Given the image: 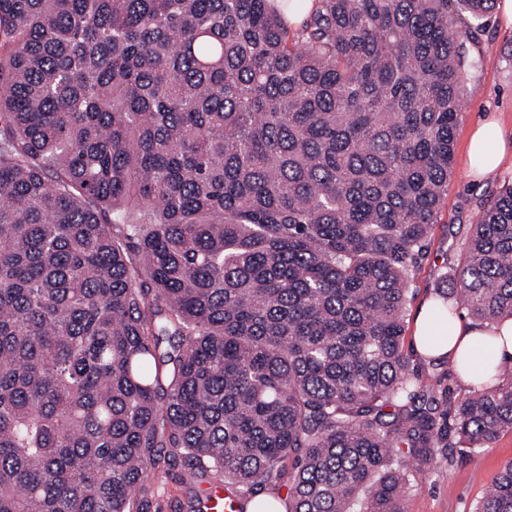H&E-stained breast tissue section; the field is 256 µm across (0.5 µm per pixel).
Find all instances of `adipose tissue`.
<instances>
[{
	"label": "adipose tissue",
	"instance_id": "ef3b65f1",
	"mask_svg": "<svg viewBox=\"0 0 512 512\" xmlns=\"http://www.w3.org/2000/svg\"><path fill=\"white\" fill-rule=\"evenodd\" d=\"M467 166L477 179L495 176L501 169H512V138L495 117L479 120L471 129ZM432 303H425L418 312L412 330V343L416 351L425 352L426 342H433L435 353L448 356L450 361L469 357L472 367H482L487 359L495 363L512 365V318L488 329L480 323L454 315L449 321L437 320ZM495 336L493 354H486L481 344L487 336Z\"/></svg>",
	"mask_w": 512,
	"mask_h": 512
}]
</instances>
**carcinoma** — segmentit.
Segmentation results:
<instances>
[{"label":"carcinoma","instance_id":"carcinoma-1","mask_svg":"<svg viewBox=\"0 0 512 512\" xmlns=\"http://www.w3.org/2000/svg\"><path fill=\"white\" fill-rule=\"evenodd\" d=\"M452 1L494 2L293 30L274 0H0V512H151L179 467L238 512H403L446 417L512 431V367L444 411L403 351L475 66ZM453 280L437 318L512 317V182ZM475 512H512V462Z\"/></svg>","mask_w":512,"mask_h":512}]
</instances>
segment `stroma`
<instances>
[{
	"label": "stroma",
	"mask_w": 512,
	"mask_h": 512,
	"mask_svg": "<svg viewBox=\"0 0 512 512\" xmlns=\"http://www.w3.org/2000/svg\"><path fill=\"white\" fill-rule=\"evenodd\" d=\"M476 67L466 81L467 90L461 119L454 139L453 169L437 222L411 285L405 321L414 317L434 294L441 277L453 275L465 255L466 242L480 220L487 201L504 182L512 181V171L493 179L475 182L465 164V144L470 128L482 115L501 113L504 123L512 122V26H506L498 11H491L477 38L467 45ZM403 349L410 362L423 374L437 380V389L457 400L467 394L451 364H429L404 338ZM512 461V432L501 434L492 447L475 452L435 449L417 474L414 486L403 503L404 512H473L476 502L501 467Z\"/></svg>",
	"instance_id": "stroma-1"
}]
</instances>
